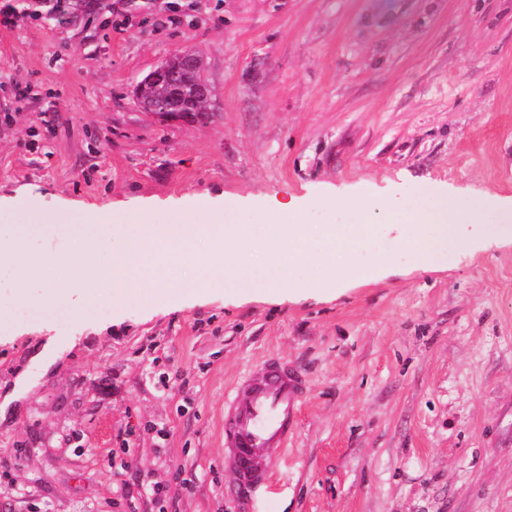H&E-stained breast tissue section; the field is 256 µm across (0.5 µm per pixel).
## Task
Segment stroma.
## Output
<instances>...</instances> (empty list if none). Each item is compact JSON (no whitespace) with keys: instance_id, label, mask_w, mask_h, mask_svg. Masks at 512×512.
I'll use <instances>...</instances> for the list:
<instances>
[{"instance_id":"1","label":"stroma","mask_w":512,"mask_h":512,"mask_svg":"<svg viewBox=\"0 0 512 512\" xmlns=\"http://www.w3.org/2000/svg\"><path fill=\"white\" fill-rule=\"evenodd\" d=\"M0 0V220L253 205L370 185L512 198V0H99L62 26ZM191 50L211 112L136 84ZM29 101L16 110L17 87ZM334 295L270 286L75 314L0 295V512H254L224 399L266 356L309 390L272 512H512V239Z\"/></svg>"}]
</instances>
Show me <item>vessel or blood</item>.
Instances as JSON below:
<instances>
[{
	"mask_svg": "<svg viewBox=\"0 0 512 512\" xmlns=\"http://www.w3.org/2000/svg\"><path fill=\"white\" fill-rule=\"evenodd\" d=\"M305 393L303 374L274 357L235 384L224 408V463L252 493L269 488L273 460L288 449Z\"/></svg>",
	"mask_w": 512,
	"mask_h": 512,
	"instance_id": "1",
	"label": "vessel or blood"
}]
</instances>
